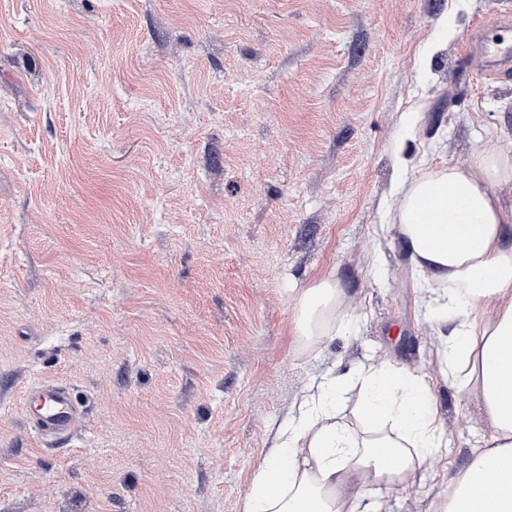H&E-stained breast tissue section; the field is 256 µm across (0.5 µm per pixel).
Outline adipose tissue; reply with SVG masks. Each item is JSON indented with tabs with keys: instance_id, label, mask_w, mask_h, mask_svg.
<instances>
[{
	"instance_id": "ef3b65f1",
	"label": "adipose tissue",
	"mask_w": 512,
	"mask_h": 512,
	"mask_svg": "<svg viewBox=\"0 0 512 512\" xmlns=\"http://www.w3.org/2000/svg\"><path fill=\"white\" fill-rule=\"evenodd\" d=\"M512 153H475L468 166L427 169L396 190L392 226L436 319L456 315L443 348L448 377L478 391L493 431L436 500L433 512H512ZM300 335L321 343L352 317L332 277L295 292ZM362 392L353 422L336 407ZM426 376L386 364L312 385L257 469L243 512H375L368 495L408 487L448 445Z\"/></svg>"
}]
</instances>
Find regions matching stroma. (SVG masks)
Wrapping results in <instances>:
<instances>
[{"label":"stroma","instance_id":"obj_1","mask_svg":"<svg viewBox=\"0 0 512 512\" xmlns=\"http://www.w3.org/2000/svg\"><path fill=\"white\" fill-rule=\"evenodd\" d=\"M512 0H0V512H242L335 365L427 375L443 464L378 495L430 512L484 446L476 392L396 232L402 173L512 150V79L465 45ZM356 316L306 347L292 293ZM65 383L64 440L26 387ZM24 397L25 405H33L26 419L41 437H68L82 418L67 388L57 382L45 381L30 386Z\"/></svg>","mask_w":512,"mask_h":512}]
</instances>
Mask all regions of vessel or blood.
I'll return each mask as SVG.
<instances>
[{"label":"vessel or blood","mask_w":512,"mask_h":512,"mask_svg":"<svg viewBox=\"0 0 512 512\" xmlns=\"http://www.w3.org/2000/svg\"><path fill=\"white\" fill-rule=\"evenodd\" d=\"M25 402L32 407L26 415L27 421L44 438L70 436L82 418L67 388L54 381L29 387Z\"/></svg>","instance_id":"obj_1"}]
</instances>
